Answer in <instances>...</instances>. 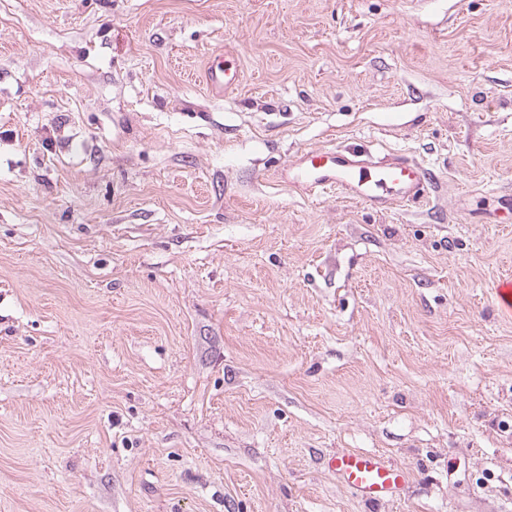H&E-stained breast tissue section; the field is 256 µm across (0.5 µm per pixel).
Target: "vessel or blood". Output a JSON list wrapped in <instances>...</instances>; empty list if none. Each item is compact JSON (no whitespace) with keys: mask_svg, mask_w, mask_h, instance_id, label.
<instances>
[{"mask_svg":"<svg viewBox=\"0 0 512 512\" xmlns=\"http://www.w3.org/2000/svg\"><path fill=\"white\" fill-rule=\"evenodd\" d=\"M239 77L236 58L226 52L213 55L204 72L208 89L218 96L236 88ZM278 177L313 195L335 191L376 209L422 201L431 179L429 168L412 156L397 154L376 162L368 152L340 146L303 150ZM492 296L501 317L511 318L512 278H500ZM331 467L344 485L369 503L393 500L408 481L405 470L380 454L344 452L333 458Z\"/></svg>","mask_w":512,"mask_h":512,"instance_id":"b4317fda","label":"vessel or blood"}]
</instances>
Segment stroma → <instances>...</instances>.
I'll use <instances>...</instances> for the list:
<instances>
[{"label":"stroma","instance_id":"1","mask_svg":"<svg viewBox=\"0 0 512 512\" xmlns=\"http://www.w3.org/2000/svg\"><path fill=\"white\" fill-rule=\"evenodd\" d=\"M509 193L512 0H0V512H512ZM239 77L237 58L228 52L213 55L204 72L208 89L217 96H223L225 92L236 88ZM278 178L309 195L336 191L345 198L385 209L425 199L431 176L427 166L407 154L375 162L367 151L334 146L301 151L280 169ZM495 306L501 317H512V279L511 276L500 278L491 288ZM336 477L364 502L393 500L408 482V473L383 455L344 452L332 459Z\"/></svg>","mask_w":512,"mask_h":512}]
</instances>
